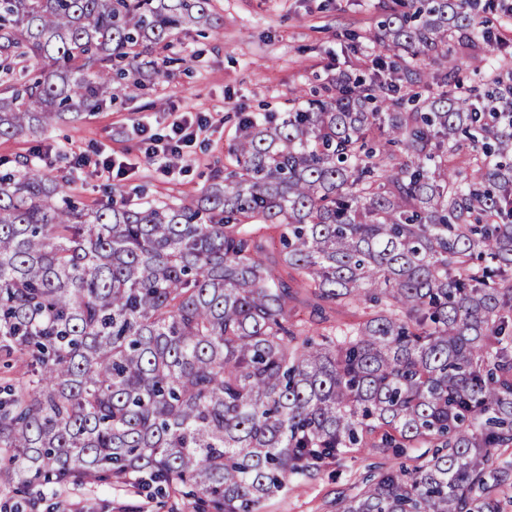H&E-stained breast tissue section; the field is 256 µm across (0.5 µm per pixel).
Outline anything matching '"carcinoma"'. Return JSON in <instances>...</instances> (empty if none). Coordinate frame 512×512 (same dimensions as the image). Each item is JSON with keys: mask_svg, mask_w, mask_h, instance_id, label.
<instances>
[{"mask_svg": "<svg viewBox=\"0 0 512 512\" xmlns=\"http://www.w3.org/2000/svg\"><path fill=\"white\" fill-rule=\"evenodd\" d=\"M349 41L369 78L241 118L233 168L190 204L88 207L0 165V477L30 507L108 475L222 512L354 448H444L337 512H497L512 447V69L480 99L448 43L487 42L482 0H387ZM212 0H0V137L143 87L142 56ZM303 294L309 319H294ZM359 309L329 324L327 310Z\"/></svg>", "mask_w": 512, "mask_h": 512, "instance_id": "cac0c4a2", "label": "carcinoma"}]
</instances>
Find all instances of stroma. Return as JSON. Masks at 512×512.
I'll return each instance as SVG.
<instances>
[{
    "label": "stroma",
    "mask_w": 512,
    "mask_h": 512,
    "mask_svg": "<svg viewBox=\"0 0 512 512\" xmlns=\"http://www.w3.org/2000/svg\"><path fill=\"white\" fill-rule=\"evenodd\" d=\"M375 0H215L219 32L193 29L177 35L168 73L146 80L130 99L119 98L78 117L54 123L39 136L0 137V159L40 156L55 175L78 154L107 151L125 160L121 189L129 206L197 198L216 169L229 165V148L244 112H286L297 92L325 94L337 74L370 67V55L354 56L344 35L376 28ZM210 118L202 140L188 147L185 172L163 174L140 153V125L157 132L178 113ZM432 454L424 447L359 448L327 461L286 491L266 500L262 512H336L341 496L358 494L368 476L413 466ZM216 512L178 493L110 481L47 491L37 512Z\"/></svg>",
    "instance_id": "stroma-1"
}]
</instances>
